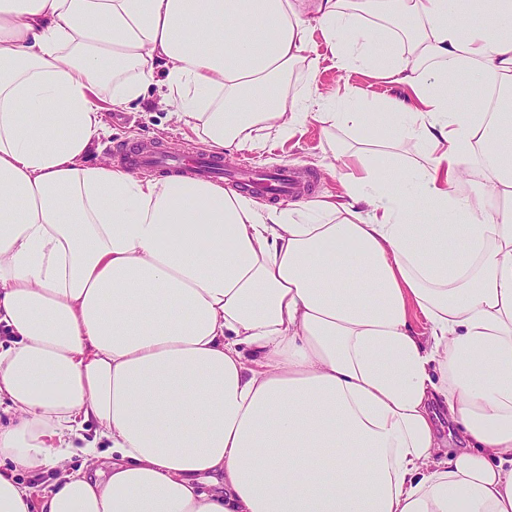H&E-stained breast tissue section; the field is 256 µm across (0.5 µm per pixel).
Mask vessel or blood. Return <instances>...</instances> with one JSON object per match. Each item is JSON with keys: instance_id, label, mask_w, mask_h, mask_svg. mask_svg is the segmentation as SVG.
Segmentation results:
<instances>
[{"instance_id": "1", "label": "vessel or blood", "mask_w": 512, "mask_h": 512, "mask_svg": "<svg viewBox=\"0 0 512 512\" xmlns=\"http://www.w3.org/2000/svg\"><path fill=\"white\" fill-rule=\"evenodd\" d=\"M118 158L124 164L144 173L175 170L191 172L196 176L211 179L221 176L225 171L223 159L213 154L170 153L159 148L148 149L140 145L119 153ZM236 179L245 191L273 199L286 195L310 194L314 184L311 174L289 169L261 176L252 173L250 169L243 168L238 170Z\"/></svg>"}]
</instances>
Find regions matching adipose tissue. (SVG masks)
Segmentation results:
<instances>
[{"label": "adipose tissue", "mask_w": 512, "mask_h": 512, "mask_svg": "<svg viewBox=\"0 0 512 512\" xmlns=\"http://www.w3.org/2000/svg\"><path fill=\"white\" fill-rule=\"evenodd\" d=\"M317 33L417 105L318 95ZM463 74L512 100V0H0V512L20 471L40 512H512V114ZM153 87L216 155L321 123L341 199L88 163ZM439 417L436 420L438 441L442 451L456 450L463 448L464 443L459 441L454 425L448 419L437 412Z\"/></svg>", "instance_id": "obj_1"}]
</instances>
